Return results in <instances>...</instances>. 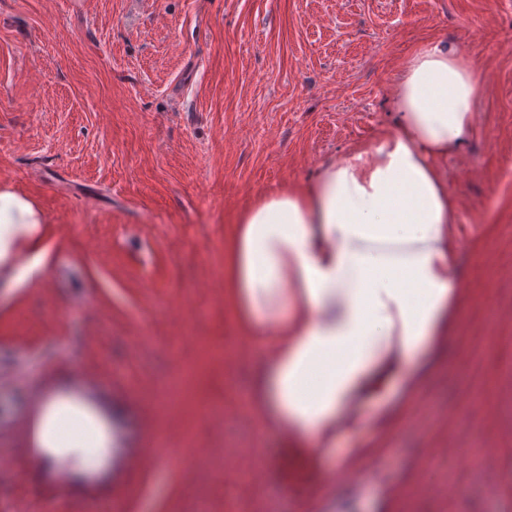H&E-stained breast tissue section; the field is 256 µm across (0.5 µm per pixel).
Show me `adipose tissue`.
<instances>
[{
	"instance_id": "adipose-tissue-1",
	"label": "adipose tissue",
	"mask_w": 512,
	"mask_h": 512,
	"mask_svg": "<svg viewBox=\"0 0 512 512\" xmlns=\"http://www.w3.org/2000/svg\"><path fill=\"white\" fill-rule=\"evenodd\" d=\"M476 69L443 41L405 62L395 132L322 165L303 189L259 195L224 241V286L239 331L268 365L252 402L298 448L335 449L358 426L361 399L385 388L448 327L457 295L454 208L437 159L474 127ZM43 213L0 186V277L43 282ZM44 470L97 471L118 447L110 407L84 391L52 392L24 427Z\"/></svg>"
}]
</instances>
